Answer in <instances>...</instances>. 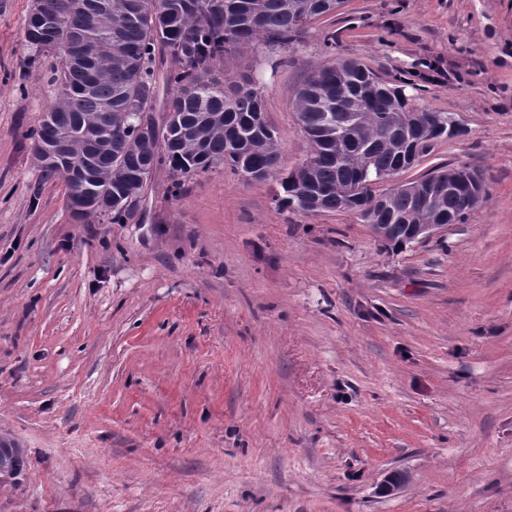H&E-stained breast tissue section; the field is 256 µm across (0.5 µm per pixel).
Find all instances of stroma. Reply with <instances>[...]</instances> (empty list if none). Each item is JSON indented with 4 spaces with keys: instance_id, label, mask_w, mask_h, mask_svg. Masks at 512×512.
Segmentation results:
<instances>
[{
    "instance_id": "1",
    "label": "stroma",
    "mask_w": 512,
    "mask_h": 512,
    "mask_svg": "<svg viewBox=\"0 0 512 512\" xmlns=\"http://www.w3.org/2000/svg\"><path fill=\"white\" fill-rule=\"evenodd\" d=\"M0 0V512H512V0H342L259 81L277 176L157 168L136 213L75 221L31 136L59 52ZM362 62L457 135L412 168L483 174L464 222L403 247L282 209L306 74ZM22 453L13 443L0 441V481L15 479L20 471Z\"/></svg>"
}]
</instances>
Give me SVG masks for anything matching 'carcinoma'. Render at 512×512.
<instances>
[{"label": "carcinoma", "mask_w": 512, "mask_h": 512, "mask_svg": "<svg viewBox=\"0 0 512 512\" xmlns=\"http://www.w3.org/2000/svg\"><path fill=\"white\" fill-rule=\"evenodd\" d=\"M336 10V0H34L26 22V40L34 53L61 51L55 82L59 99L51 108L68 137L74 158L90 157L93 167L77 183L64 177L67 194L78 190L103 196L106 202L82 220L109 216L119 224L138 208L142 182L169 162L177 180L227 166L239 176L277 173L281 151L276 135L262 121L260 89L250 79H220L216 68L244 48H286L313 20ZM170 57L163 106L167 117L157 122V55ZM349 101L357 113L356 140L339 151L323 126L327 112ZM295 111L308 142L309 181L318 192L319 212L356 211L364 219L394 225L386 242L411 243L408 224L465 220L470 202L486 193L477 170L439 166L433 172L455 183L435 208L420 206L402 192L379 213L371 185L387 172L400 171L393 138L421 113L428 135L421 154L448 135V127L430 123L428 112L363 64L351 71L324 65L313 70L297 91ZM147 120L152 146L146 148L136 127ZM85 129L95 140L77 134ZM280 206L307 211V186L296 169L280 182ZM22 453L0 441V481L20 471Z\"/></svg>", "instance_id": "cac0c4a2"}]
</instances>
